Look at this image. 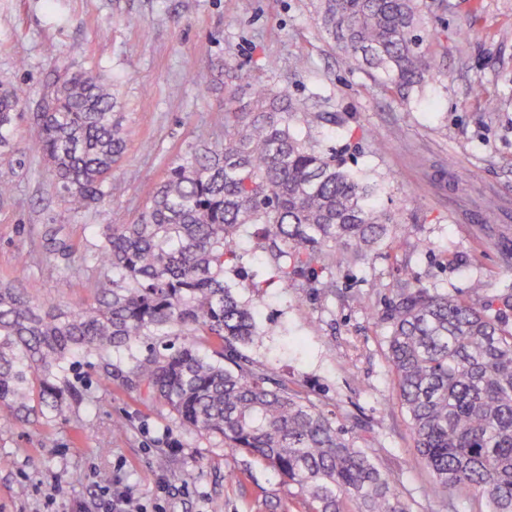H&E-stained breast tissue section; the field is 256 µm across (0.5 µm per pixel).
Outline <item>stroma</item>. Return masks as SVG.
Segmentation results:
<instances>
[{
    "label": "stroma",
    "instance_id": "35a3bbf8",
    "mask_svg": "<svg viewBox=\"0 0 512 512\" xmlns=\"http://www.w3.org/2000/svg\"><path fill=\"white\" fill-rule=\"evenodd\" d=\"M423 2L439 35V76L404 101L369 69L343 68L311 0H0V86L25 95L15 152L0 159L16 186L0 203V282L21 277L39 304L93 306L107 276L87 259L97 225L133 221L172 161L223 144L236 107L229 73L248 91L287 90L315 115L327 155L381 183L397 222L389 245L337 269L328 294L266 288L262 334L245 352L325 410L362 418L369 455L412 512H447L423 494L430 474L414 454L376 315L407 272L471 303L474 280L489 297L512 289V208H502L512 204V0ZM201 68L213 74L204 87L194 81ZM79 71L109 78L128 144L112 170L120 193L76 214L42 156L34 114L49 87ZM478 81L496 109L473 97ZM481 224L504 227L502 242L481 246ZM55 238L67 255L49 254ZM67 266L80 286L64 278ZM103 375L101 362L82 360L69 375L80 405L30 423L0 418V512H106L116 489L134 512H301L295 485ZM231 469L241 481L227 479Z\"/></svg>",
    "mask_w": 512,
    "mask_h": 512
}]
</instances>
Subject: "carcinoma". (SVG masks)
Listing matches in <instances>:
<instances>
[{"label": "carcinoma", "instance_id": "carcinoma-1", "mask_svg": "<svg viewBox=\"0 0 512 512\" xmlns=\"http://www.w3.org/2000/svg\"><path fill=\"white\" fill-rule=\"evenodd\" d=\"M315 20L351 69L369 67L406 99L434 73L422 0H314ZM40 149L70 208L115 195L112 167L126 150L118 100L102 75L79 72L44 96ZM21 90L0 88V147L12 140ZM307 107L288 91L256 90L224 147L195 148L169 166L136 220L104 224L89 258L110 275L87 310L45 308L16 281L0 284V412L58 415L77 392L79 360L104 361L127 390L158 401L179 422L218 435L297 486L304 512H410L348 424L276 380L243 353L259 335L256 306L224 279L262 297L245 276L241 240L269 282L327 293L336 266L366 261L395 217L380 185L321 150ZM255 228L249 232V228ZM477 305L409 273L386 305L388 359L430 493L455 510L512 512V328ZM168 339L145 354L135 345Z\"/></svg>", "mask_w": 512, "mask_h": 512}]
</instances>
